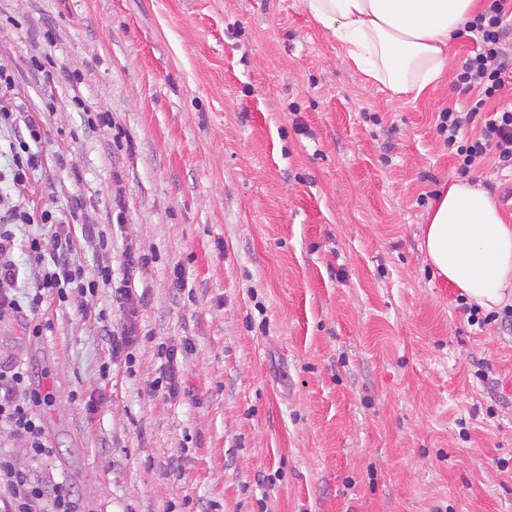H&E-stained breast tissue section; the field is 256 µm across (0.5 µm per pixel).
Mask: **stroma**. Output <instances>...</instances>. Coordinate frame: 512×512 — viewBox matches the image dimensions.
Returning a JSON list of instances; mask_svg holds the SVG:
<instances>
[{
	"label": "stroma",
	"instance_id": "obj_1",
	"mask_svg": "<svg viewBox=\"0 0 512 512\" xmlns=\"http://www.w3.org/2000/svg\"><path fill=\"white\" fill-rule=\"evenodd\" d=\"M475 48L459 33L443 75L396 96L304 0H0L13 98L54 103L43 196H83L108 241L76 259L118 277L126 250L157 256L130 357L109 352L127 309L107 286L101 320L52 300L41 335L0 320L53 452L0 449L81 512H512V327L470 326L421 249L458 179L437 117L469 103L453 79ZM76 92L111 130L85 134ZM470 178L512 224V168ZM184 341L178 395L151 390L158 344Z\"/></svg>",
	"mask_w": 512,
	"mask_h": 512
}]
</instances>
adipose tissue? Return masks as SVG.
<instances>
[{
    "label": "adipose tissue",
    "instance_id": "obj_1",
    "mask_svg": "<svg viewBox=\"0 0 512 512\" xmlns=\"http://www.w3.org/2000/svg\"><path fill=\"white\" fill-rule=\"evenodd\" d=\"M311 16L357 69L398 95H421L442 74L450 42L479 0H305ZM436 275L491 312L512 303V225L479 184L462 179L437 195L421 227Z\"/></svg>",
    "mask_w": 512,
    "mask_h": 512
}]
</instances>
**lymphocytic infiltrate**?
Wrapping results in <instances>:
<instances>
[{
    "instance_id": "1",
    "label": "lymphocytic infiltrate",
    "mask_w": 512,
    "mask_h": 512,
    "mask_svg": "<svg viewBox=\"0 0 512 512\" xmlns=\"http://www.w3.org/2000/svg\"><path fill=\"white\" fill-rule=\"evenodd\" d=\"M467 30L475 34L479 48L460 65L454 86L460 93H475L476 98L467 111L450 108L440 112L437 125L438 134L454 151L455 170L462 176L470 174L491 154L500 163L512 165V106L493 111L486 108L489 100L512 86V59L502 46L507 32L512 30V0H491L488 10L474 16ZM13 85L12 73L0 66V126L24 128L22 136L9 145L11 160L6 171H0V182H8L13 192L28 200L21 208L0 204V319L38 315L48 298L57 300L62 307L76 306L86 318L91 314L86 297L95 295L100 286L111 284L112 269L99 265L89 272L72 257L76 235L91 232L82 197L73 198L63 215L37 194L34 174L43 163L38 146L43 142L47 115L23 110L11 96ZM474 121L481 124L479 132L466 135V125ZM27 224L49 226L50 237L18 240L17 228ZM19 248L38 270L32 291L22 299L16 294L23 275L14 259ZM30 402L22 366L0 363V431L22 441L30 458L36 461L49 455L52 448ZM45 500L50 503L49 512H78L77 501L67 486H47L32 479L9 454L0 452V512H36Z\"/></svg>"
}]
</instances>
